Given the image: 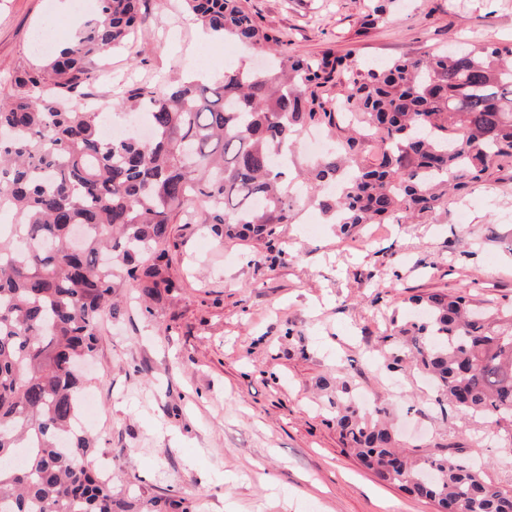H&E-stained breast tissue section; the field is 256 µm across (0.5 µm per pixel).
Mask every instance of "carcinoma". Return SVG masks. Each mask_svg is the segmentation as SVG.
<instances>
[{
  "mask_svg": "<svg viewBox=\"0 0 512 512\" xmlns=\"http://www.w3.org/2000/svg\"><path fill=\"white\" fill-rule=\"evenodd\" d=\"M141 2L99 0L98 19L0 101V212L14 217L0 232V512H137L112 477L87 465L81 364L97 353L103 318L120 313L119 282L154 301L177 288L159 248L177 213L205 200V223L226 238L262 239L294 223L287 168L273 156L315 127L339 149L315 162L306 196L343 231L410 224L512 159V42L401 57L335 93L352 53L290 54L243 0L183 2L205 29L270 51L271 66L229 69L211 86L135 87L112 108L142 105L150 139L132 130L106 140L105 113L80 107L95 79L87 59L146 23ZM369 134L380 153H367ZM412 303L424 315L394 327L402 342L392 343L389 366L410 359L440 399L494 425L512 454V310L441 293ZM329 404L348 452L380 480L437 512H512V491L474 465L412 456L379 422L384 409L360 413L347 385ZM22 448V464H10ZM150 506L188 512L170 498Z\"/></svg>",
  "mask_w": 512,
  "mask_h": 512,
  "instance_id": "1",
  "label": "carcinoma"
}]
</instances>
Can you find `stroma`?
Masks as SVG:
<instances>
[{
    "label": "stroma",
    "mask_w": 512,
    "mask_h": 512,
    "mask_svg": "<svg viewBox=\"0 0 512 512\" xmlns=\"http://www.w3.org/2000/svg\"><path fill=\"white\" fill-rule=\"evenodd\" d=\"M62 0H0V99L12 78L46 62L41 30L64 45L81 14ZM290 53L353 50L356 71L417 57L453 38L512 40V0H397L369 24V0H245ZM149 20L131 45L90 56V96H122L137 82L200 78L259 53L205 42L181 0H143ZM196 202L169 227L171 272L182 283L156 316L121 283V312L100 328L89 393L99 414L88 434L95 461L144 503L156 496L189 512H434L432 503L380 482L348 455L326 407L346 374L366 410L381 407L415 456L451 453L485 463L512 490V463L484 420L435 402L411 365L386 366L393 322L409 296L467 292L512 307V165L465 198L412 224H367L341 235L305 200L274 240L216 237Z\"/></svg>",
    "instance_id": "obj_1"
}]
</instances>
